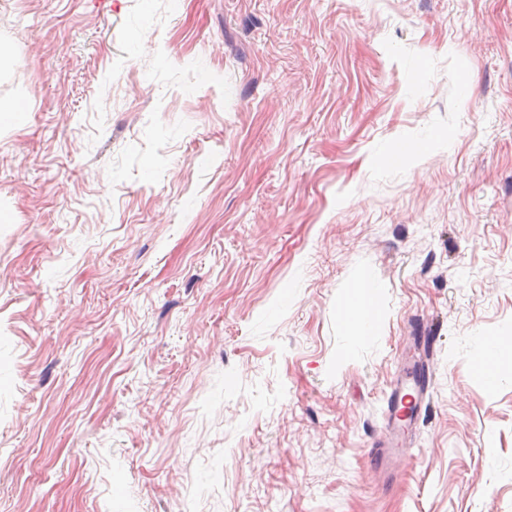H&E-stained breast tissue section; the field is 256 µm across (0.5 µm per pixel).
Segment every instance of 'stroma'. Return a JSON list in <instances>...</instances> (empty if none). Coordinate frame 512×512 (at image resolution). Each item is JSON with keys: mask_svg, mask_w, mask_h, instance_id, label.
<instances>
[{"mask_svg": "<svg viewBox=\"0 0 512 512\" xmlns=\"http://www.w3.org/2000/svg\"><path fill=\"white\" fill-rule=\"evenodd\" d=\"M0 43V512H512V0H0ZM371 280L362 278L352 288L351 297L340 306V317L349 326L352 338L368 335L378 322V311L373 301ZM430 387V377L418 367L394 385L384 428L387 444L392 443L396 432L411 426L418 418L424 391ZM412 390L413 394L408 392Z\"/></svg>", "mask_w": 512, "mask_h": 512, "instance_id": "35a3bbf8", "label": "stroma"}]
</instances>
